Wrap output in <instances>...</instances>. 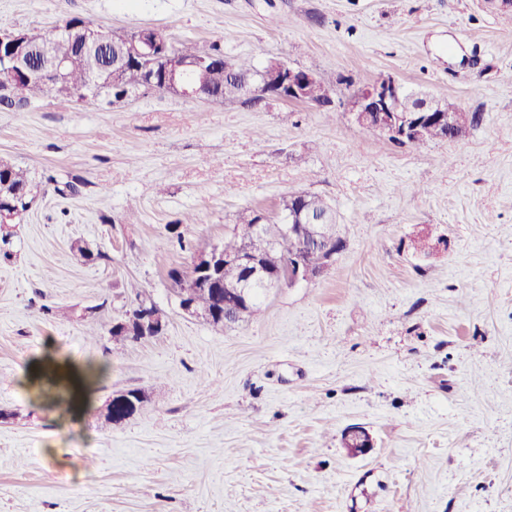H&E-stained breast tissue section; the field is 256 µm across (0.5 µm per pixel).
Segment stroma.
<instances>
[{"label":"stroma","mask_w":512,"mask_h":512,"mask_svg":"<svg viewBox=\"0 0 512 512\" xmlns=\"http://www.w3.org/2000/svg\"><path fill=\"white\" fill-rule=\"evenodd\" d=\"M74 15L215 42L229 62L280 57L336 93L328 110L159 93L0 107V160L48 186L0 258V512H512V15L484 0H0V31ZM384 77L482 119L456 140L389 142L346 106ZM73 179L78 195L56 193ZM296 192L335 210V263L232 328L183 314L168 269ZM425 228L447 249L417 254ZM132 281L168 325L117 347ZM49 358L94 369L87 401L66 409L35 382ZM128 389L148 403L106 424L100 407ZM353 426L366 453L342 445Z\"/></svg>","instance_id":"35a3bbf8"}]
</instances>
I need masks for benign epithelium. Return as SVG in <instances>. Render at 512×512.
Instances as JSON below:
<instances>
[{
    "mask_svg": "<svg viewBox=\"0 0 512 512\" xmlns=\"http://www.w3.org/2000/svg\"><path fill=\"white\" fill-rule=\"evenodd\" d=\"M60 38H68L75 44L74 54L38 70L25 64L26 57L33 49L47 54L51 44ZM5 42L12 44L15 51L0 58V67L18 76L13 88L18 96L23 93L22 79L35 77L56 97L63 96L80 103L104 97L105 87L98 81L92 79L76 87L67 82L66 73L80 62L87 50L110 44L118 53L127 50L151 57L162 64L164 80L159 83L155 77H150L147 84L149 90H159L185 99L211 98L197 83V77L205 69L207 61L181 57L170 42L154 30L140 29L116 35L109 29L89 24L83 34L77 35L74 26L65 19L55 26L48 37L24 29L1 32L0 46ZM316 79L317 73L314 71L298 69L283 59L272 58L261 70L240 80V83L248 98L302 102L305 90ZM348 111L356 125L410 145L422 140L432 124L450 130L452 140L461 137L466 126L463 110L450 112L443 107L441 100L427 94L409 92L391 79H382L354 91L348 99ZM304 197L303 193L288 197L287 205L283 207L288 212V224L283 226V233L287 238L299 239L304 251L315 250L322 254V264L316 271L302 270L303 263L299 257L288 262L285 273L269 271L279 246L264 238L263 225L260 223L243 226V243L234 252H226L217 244L194 255V269L232 265L242 271L241 280L224 288V327L232 326L242 317L255 288L270 292L315 278L334 263L336 254L343 249V241L332 236L335 232L333 213L329 211L319 216L305 213L300 204ZM346 438L355 454L365 453L372 444L370 434L360 426L350 428Z\"/></svg>",
    "mask_w": 512,
    "mask_h": 512,
    "instance_id": "7a95c632",
    "label": "benign epithelium"
}]
</instances>
